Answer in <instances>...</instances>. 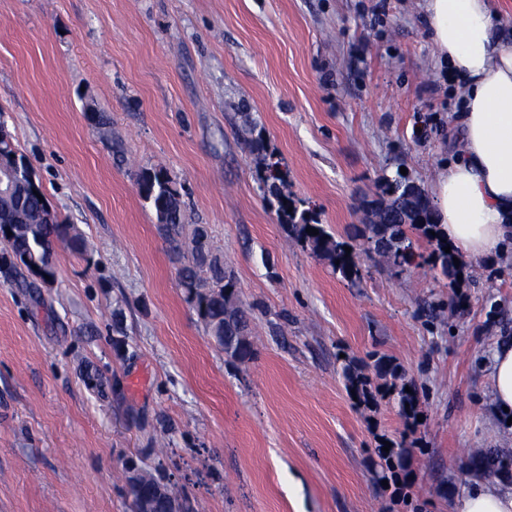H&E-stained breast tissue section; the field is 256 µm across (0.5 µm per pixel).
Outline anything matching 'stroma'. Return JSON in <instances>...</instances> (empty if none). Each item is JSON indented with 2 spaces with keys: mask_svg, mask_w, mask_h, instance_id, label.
Masks as SVG:
<instances>
[{
  "mask_svg": "<svg viewBox=\"0 0 512 512\" xmlns=\"http://www.w3.org/2000/svg\"><path fill=\"white\" fill-rule=\"evenodd\" d=\"M453 110L420 0H0V123L86 244H56L48 286L0 269V512H130L129 462L192 512H456L472 453L512 452L489 376L512 247L460 256L453 282L420 233L401 272L361 237L383 178L430 191ZM268 155L360 281L285 230ZM145 169L230 257L253 360L228 361L186 301ZM374 353L421 420L350 398L345 361L369 375ZM387 441L408 450L397 493L374 479ZM373 367L377 376L381 379L389 377L393 380L391 382V395L397 400L400 412L408 418L415 419L419 413L420 393L414 381L406 380L398 365L389 358L377 357L374 360ZM405 387H410L411 393H407ZM405 403L409 404V408H406Z\"/></svg>",
  "mask_w": 512,
  "mask_h": 512,
  "instance_id": "obj_1",
  "label": "stroma"
}]
</instances>
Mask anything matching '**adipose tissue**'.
<instances>
[{"instance_id":"1","label":"adipose tissue","mask_w":512,"mask_h":512,"mask_svg":"<svg viewBox=\"0 0 512 512\" xmlns=\"http://www.w3.org/2000/svg\"><path fill=\"white\" fill-rule=\"evenodd\" d=\"M425 34L456 83L463 147L432 184L434 218L451 249L492 258L512 243V41L496 25L494 0H425ZM498 423L512 417V340L492 355ZM459 512H512V484L474 480Z\"/></svg>"}]
</instances>
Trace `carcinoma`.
<instances>
[{"label": "carcinoma", "instance_id": "obj_1", "mask_svg": "<svg viewBox=\"0 0 512 512\" xmlns=\"http://www.w3.org/2000/svg\"><path fill=\"white\" fill-rule=\"evenodd\" d=\"M140 190L145 201L154 209L160 232L173 253L184 258L178 269V283L184 294L194 295L191 304L203 325L206 335L215 338L216 348L225 356L245 362L253 356L250 341L251 315L243 304L236 282L224 256L212 249L208 236L199 234L200 225L187 223L180 194L173 179L164 171H144L140 175ZM387 201L373 210V222L365 225L364 236L382 261L397 267L409 266L413 261L410 231H420L435 242V259L441 270L455 269L454 254L444 251V244L436 231L431 206L425 193L399 174L387 179L382 186ZM47 201H41L27 190L20 189L0 200V225L12 226L13 236L8 238V250L0 263L27 272L32 267L55 278L57 268L53 260L54 243L62 242L75 249L82 247L80 239L71 234V226L58 216L47 218ZM280 211L287 228L308 243L313 253L326 257L342 278L354 282L361 277V265L355 252L347 253L344 244L331 237L312 212L298 211L290 204L281 203ZM319 231L310 235L306 229ZM373 367L377 376L392 379V397L400 412L416 418L420 407V393L414 381L408 380L391 359L378 357ZM347 390L355 391L357 400L364 404L374 401L368 381L356 368L345 367ZM410 391H405V388ZM386 467L377 473L378 481L388 480V472L404 468V448L379 451ZM475 470L485 474L505 473L512 467V456L503 457L479 449L472 455Z\"/></svg>", "mask_w": 512, "mask_h": 512}]
</instances>
